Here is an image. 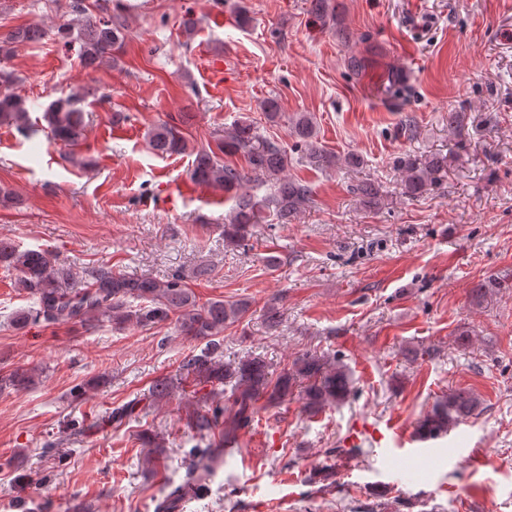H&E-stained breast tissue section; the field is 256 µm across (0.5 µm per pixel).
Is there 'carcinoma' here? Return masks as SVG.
Wrapping results in <instances>:
<instances>
[{"mask_svg": "<svg viewBox=\"0 0 512 512\" xmlns=\"http://www.w3.org/2000/svg\"><path fill=\"white\" fill-rule=\"evenodd\" d=\"M69 14L72 18L56 27L59 41L79 44L80 61L85 68L117 67L127 36L121 3L95 0L91 9L84 0H71ZM42 38V30L33 26L0 33V126H11L26 138L34 133L26 100L14 91L18 77L2 63L11 59L18 48L34 45ZM87 95L86 91L71 93L45 108V129L53 141L71 148L80 145L85 132L82 103ZM290 133L315 164L332 167L342 162L357 163L351 155L341 158L319 148L316 123L311 116L300 113L292 118ZM149 145L161 156L191 152L193 182L218 187L232 195L235 204L224 221L227 247L247 246L256 226L267 217L287 224L313 203V190L307 182L283 176L290 163L287 150L261 137L250 124H238L215 135L213 142L191 148L177 123H164L151 129ZM226 152L241 155L247 170L224 165ZM400 167L402 194L415 198L427 185L439 180L445 161L438 156L408 158L400 161ZM259 180L271 183L270 193L258 197L243 190L245 183ZM355 191L365 207L379 205L380 191L375 185L362 183ZM0 267L16 272L14 287L33 299L31 306L18 310L12 317L19 329L79 325L88 331L108 323L115 330H123L130 325L151 328L171 321L180 334L205 341L200 352L193 351L182 359L176 377L156 381L149 392L152 399L160 400L188 379L224 385V391L206 394L205 399L211 404L190 417L188 427L198 444L188 451L179 480L170 479L159 489L155 512H179L188 492L207 489L223 462L224 450L236 446L240 432L254 421L260 400L278 406L288 399L298 382L305 380L303 409L314 417L331 405L346 402L353 392L346 366L323 356L304 354L275 378L269 365L259 357L233 363L224 361V328L238 321L248 306L241 300L230 302L221 298L198 301L189 281L210 278L212 268L208 265H199L189 273L178 270L164 278L115 273L111 267L101 265L88 269L87 278L79 282L71 269L59 263L50 251L23 249L1 238ZM36 375L34 368H17L0 378V391L26 389L34 384ZM142 401L137 396L112 408L108 420L121 424L139 418ZM479 406V399L471 391L452 390L427 410L417 425V434L422 439L441 438L460 421L474 415Z\"/></svg>", "mask_w": 512, "mask_h": 512, "instance_id": "carcinoma-1", "label": "carcinoma"}]
</instances>
